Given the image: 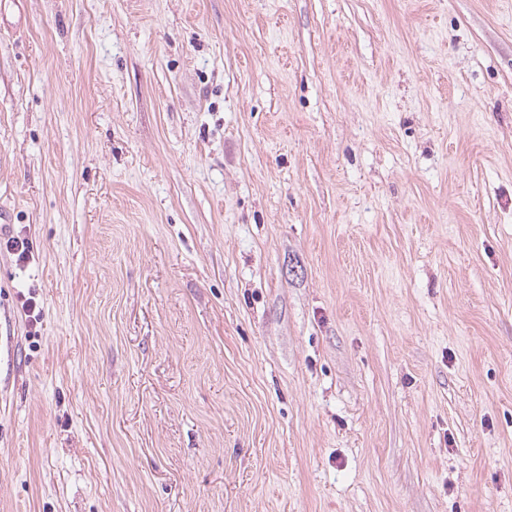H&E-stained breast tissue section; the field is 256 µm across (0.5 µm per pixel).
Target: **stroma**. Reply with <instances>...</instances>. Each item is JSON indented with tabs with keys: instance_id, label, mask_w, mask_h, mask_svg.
<instances>
[{
	"instance_id": "stroma-1",
	"label": "stroma",
	"mask_w": 512,
	"mask_h": 512,
	"mask_svg": "<svg viewBox=\"0 0 512 512\" xmlns=\"http://www.w3.org/2000/svg\"><path fill=\"white\" fill-rule=\"evenodd\" d=\"M0 512H512V0H0Z\"/></svg>"
}]
</instances>
